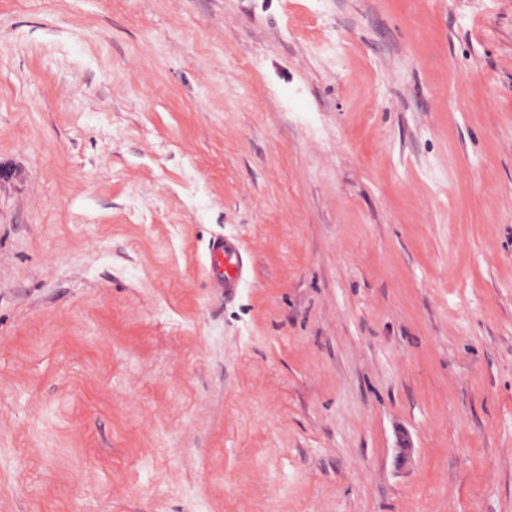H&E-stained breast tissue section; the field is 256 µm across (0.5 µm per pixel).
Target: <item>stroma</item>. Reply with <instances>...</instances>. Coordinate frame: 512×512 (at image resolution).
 <instances>
[{"label":"stroma","instance_id":"stroma-1","mask_svg":"<svg viewBox=\"0 0 512 512\" xmlns=\"http://www.w3.org/2000/svg\"><path fill=\"white\" fill-rule=\"evenodd\" d=\"M0 512H512V0H0ZM209 257L212 264H221L223 267L222 280L215 282L213 288H224L225 296L233 294L251 269L249 253L239 241L224 238L210 243Z\"/></svg>","mask_w":512,"mask_h":512}]
</instances>
